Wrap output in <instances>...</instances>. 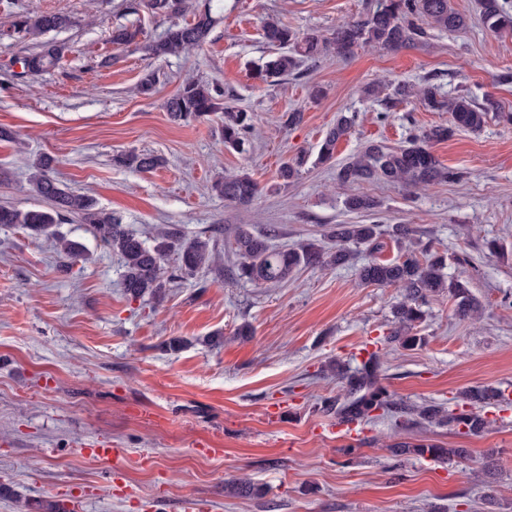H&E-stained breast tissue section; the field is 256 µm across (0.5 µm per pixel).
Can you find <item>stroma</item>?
<instances>
[{
    "mask_svg": "<svg viewBox=\"0 0 512 512\" xmlns=\"http://www.w3.org/2000/svg\"><path fill=\"white\" fill-rule=\"evenodd\" d=\"M371 0H190L210 5L216 24L207 43L152 59L142 43L171 25L137 0H13L0 4V205L41 206L29 182L38 156L56 161L72 191L94 198L142 235L175 225L186 236L212 232L222 273L178 282L162 306L129 299L121 262L93 228L71 221L60 233L87 258L63 267L50 236L0 226V512L54 498L83 512H512V403L487 407L488 430L465 435L439 426L409 437L465 448V462L395 457L396 432L383 416L349 431L315 410L340 393L329 365L361 362L365 345L393 328L398 289L359 284L351 266L303 267L287 281L259 288L231 272L237 225L272 231L273 245L299 246L333 224H408L418 245L447 255L446 272L468 279L482 304L464 319L442 294L430 299L416 350L391 345L383 383L406 404L425 401L460 410L461 391L489 385L512 394V35L489 31L480 0H453L468 16L459 33L428 29L424 39L391 51L362 46L345 58L302 61L293 74L262 83L253 74L278 55L262 38L266 19L331 37ZM56 11L73 24L56 33L69 50L37 79L21 77L20 57L35 44L2 36L13 13ZM138 29V45L117 49L113 28ZM158 70L152 97L137 93L144 71ZM192 77L227 89V105L254 115L244 151L225 149L213 114L176 124L165 101ZM468 91L495 101L481 132L458 130L432 150L461 180L407 191L383 180L339 184L317 164L326 131L339 114L354 124L336 145L345 162L370 144L397 147L447 124L445 112L416 99L386 106L365 86L419 84ZM319 97H312V87ZM300 111L291 125L287 117ZM136 151L165 158L141 172L113 164ZM306 162L283 183L280 166ZM248 170L260 194L239 208L210 190L219 176ZM374 197L372 213H351L344 199ZM498 252H489L487 241ZM250 337L238 336L242 324ZM223 333L219 347L204 337ZM184 346L168 350L171 339ZM110 447L91 459L88 448ZM243 477L261 495L233 497L224 483Z\"/></svg>",
    "mask_w": 512,
    "mask_h": 512,
    "instance_id": "stroma-1",
    "label": "stroma"
}]
</instances>
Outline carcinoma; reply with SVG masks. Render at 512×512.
I'll list each match as a JSON object with an SVG mask.
<instances>
[{
    "mask_svg": "<svg viewBox=\"0 0 512 512\" xmlns=\"http://www.w3.org/2000/svg\"><path fill=\"white\" fill-rule=\"evenodd\" d=\"M144 6L155 16H169L185 10L187 0H143ZM481 20L493 33L512 35V14L499 0H482ZM71 25L70 16L60 12L31 14L14 13L7 36L19 40H37L50 32H60ZM450 33L468 27L466 16L452 6V0H377V4L361 15L336 28L332 40L315 32L299 34L276 19L263 24L266 43L281 48H292L293 53L279 54L257 70L261 80L282 77L297 69L296 56L316 61L328 50L338 57L351 55L355 48L374 45L386 50L406 47L426 35L425 26ZM214 27L209 10L193 13V18L168 28L163 38L145 46L149 55L162 57L178 54L203 46ZM67 51L65 44L57 41L40 42L39 50L21 59L23 74L31 79L56 66ZM159 75L150 71L140 79L137 90L143 96L155 93ZM418 98L432 112H448L452 125L435 126L410 138L398 147L371 144L364 151L336 168V179L343 183L383 179L397 183L410 191L458 179V172L443 166L431 150V143L446 140L457 128L479 132L487 123L489 108L476 103L471 96L460 92L451 97L443 96L438 87L425 82L419 85L399 83L394 87L392 99L403 102ZM169 119L181 123L189 119L206 117L220 112L223 115L222 135L224 147L239 150L254 128L253 115L243 109L224 106V90L194 79L181 82L177 91L165 102ZM352 118L341 115L336 125L327 130L318 155V162L334 161L337 142L346 135ZM115 165L137 171H149L163 163L151 153L128 152L113 156ZM304 164L298 156L279 170V177L286 183L294 180ZM36 196L48 202L47 209H19L0 206V225H18L34 236L47 232L58 224L74 217L82 224H90L103 245L120 257L123 267L122 285L125 295L154 307L163 304L171 283L188 279L198 272L219 266V252L208 237L188 238L175 227H161L149 238H143L122 223L116 214L96 207L93 199L75 194L55 176L54 159L44 156L33 166L30 176ZM211 191L224 200L248 207L259 194V185L247 172L221 176L211 184ZM346 210L353 213H372L378 201L368 195H350L345 198ZM412 234L407 224H394L384 229L380 224H336L329 236L336 247L325 249L310 241L293 249H280L271 244L272 234H258L248 224H240L234 231L233 254L236 257L234 273L237 278L256 286L276 285L301 267H339L347 264L357 250L365 247L372 252L382 249L381 238L388 236L399 240ZM57 250L65 264L82 259L81 245L56 233ZM175 255L174 271L165 269L170 255ZM446 258L428 247L422 257L414 251L393 260L372 259L358 269V278L364 284L395 286L403 292V299L394 306V328L390 335L377 340L382 345L397 344L405 350H415L425 344V337L417 333V324L424 320V307L429 300L448 293L455 301L456 312L463 318L478 315L481 304L472 294L470 284L463 279H453L444 272ZM382 358L380 351L369 350L366 358L356 367L336 365V379L343 385V393L335 398H325L317 403V410L336 417L342 424H357L376 417L380 412L395 418L396 426L408 429L425 420L458 430L467 435L479 436L489 427L490 421L483 407L502 398L497 387L480 386L467 390L463 400L469 409L458 413L436 404L408 405L382 385L379 377ZM396 457L457 458L467 457L466 448H445L426 439H413L389 445ZM230 492L238 496L261 494L253 483L238 479L229 484ZM20 512H67L58 500L40 499L25 503Z\"/></svg>",
    "mask_w": 512,
    "mask_h": 512,
    "instance_id": "carcinoma-1",
    "label": "carcinoma"
}]
</instances>
